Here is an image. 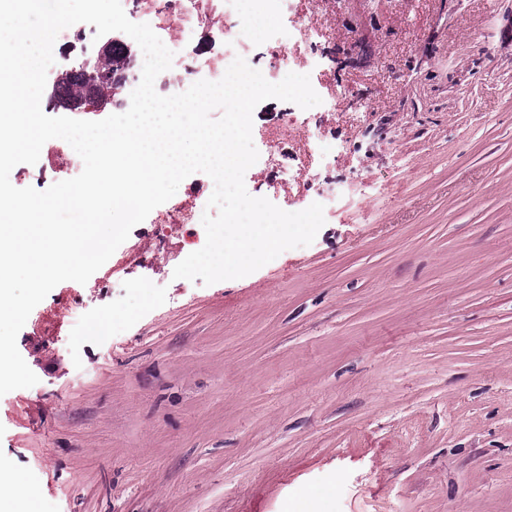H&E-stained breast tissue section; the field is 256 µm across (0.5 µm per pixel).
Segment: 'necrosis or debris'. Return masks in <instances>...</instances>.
Instances as JSON below:
<instances>
[{
	"instance_id": "necrosis-or-debris-1",
	"label": "necrosis or debris",
	"mask_w": 512,
	"mask_h": 512,
	"mask_svg": "<svg viewBox=\"0 0 512 512\" xmlns=\"http://www.w3.org/2000/svg\"><path fill=\"white\" fill-rule=\"evenodd\" d=\"M292 8V0H142L132 20L149 24L165 46L177 54L175 67L159 76L168 93L173 95L203 79L220 80L235 57L248 50V43L225 40V18H233L244 32L259 34L266 17L287 16ZM207 30L211 31L217 49L204 63L198 64L190 55ZM48 152L67 156L68 163L59 167L45 162L28 170L33 185L41 186L50 180L63 176L73 178L81 173V158L64 140H52Z\"/></svg>"
}]
</instances>
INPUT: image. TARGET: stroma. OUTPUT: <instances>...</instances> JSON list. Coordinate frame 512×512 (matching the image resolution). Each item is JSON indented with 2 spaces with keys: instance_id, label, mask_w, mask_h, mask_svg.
Listing matches in <instances>:
<instances>
[{
  "instance_id": "35a3bbf8",
  "label": "stroma",
  "mask_w": 512,
  "mask_h": 512,
  "mask_svg": "<svg viewBox=\"0 0 512 512\" xmlns=\"http://www.w3.org/2000/svg\"><path fill=\"white\" fill-rule=\"evenodd\" d=\"M295 12L336 109L261 102L244 181L324 225L206 286L150 216L58 284L0 396L15 512H512V0Z\"/></svg>"
}]
</instances>
